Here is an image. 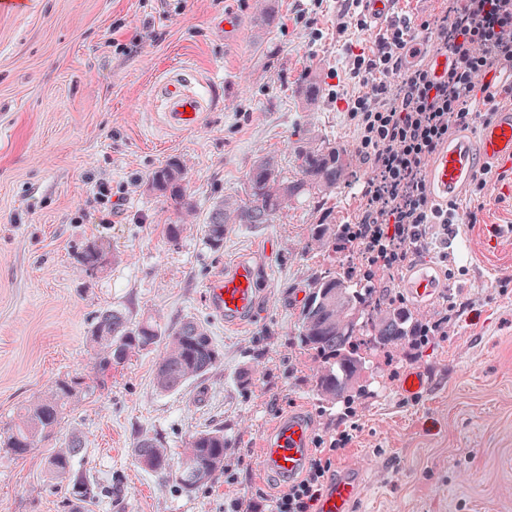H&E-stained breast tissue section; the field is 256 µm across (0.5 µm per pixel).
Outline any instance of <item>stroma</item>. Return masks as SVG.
I'll list each match as a JSON object with an SVG mask.
<instances>
[{"instance_id":"35a3bbf8","label":"stroma","mask_w":512,"mask_h":512,"mask_svg":"<svg viewBox=\"0 0 512 512\" xmlns=\"http://www.w3.org/2000/svg\"><path fill=\"white\" fill-rule=\"evenodd\" d=\"M271 5L270 24L256 0H28L0 14V426L58 378L97 380L44 446L22 459L0 449V512H65L68 489L49 479L47 458L74 436L77 466L121 487L80 512H227L234 500L241 512H264L283 492L259 460L273 423L298 411L312 436L335 437L340 415L316 395V364L296 333L315 272L349 269L344 242L314 250L308 234L326 219L351 222L354 186L294 204L271 224L229 225L220 251L204 240L215 203L240 194L260 158L300 178L295 148L305 139L336 145L350 170L368 174L339 104L356 88L336 0ZM228 14L240 21L232 41L221 27ZM173 73L202 103L190 130L165 125L159 87ZM309 78L320 86L312 105L299 92ZM173 157L192 206L174 243L164 227L178 206L150 183ZM459 204L447 263L429 252L415 259L440 291L421 302L403 277L389 287L414 322L444 316L448 333L375 353L362 373L359 428L335 459L364 470L356 512H512V238L490 253L482 244L487 226H512V170L490 168L481 194ZM94 242L108 254L91 272L81 260ZM243 259L259 265V310L228 327L206 287ZM112 308L134 322H202L221 360L170 393L155 387L154 351L96 377L87 336ZM412 368L432 385L408 397L397 383ZM217 425L231 473L195 493L134 462L143 435L176 454Z\"/></svg>"}]
</instances>
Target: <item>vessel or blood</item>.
Masks as SVG:
<instances>
[{
    "instance_id": "1",
    "label": "vessel or blood",
    "mask_w": 512,
    "mask_h": 512,
    "mask_svg": "<svg viewBox=\"0 0 512 512\" xmlns=\"http://www.w3.org/2000/svg\"><path fill=\"white\" fill-rule=\"evenodd\" d=\"M167 122L175 128L197 126L202 104L182 84L169 82L164 90ZM512 165V109L499 112L496 119L481 125L477 145L465 136L449 138L426 162L430 185L439 197L465 194L476 169L498 162ZM258 266L243 260L215 276L207 285L210 309L234 325L255 316L259 306ZM405 285L416 298L433 295L438 286L435 275L416 268L409 272ZM310 441L306 420L291 414L277 423L260 450L263 469L279 481L288 483L302 472ZM362 469L354 464L338 468L336 478L319 503V512H351L361 496Z\"/></svg>"
}]
</instances>
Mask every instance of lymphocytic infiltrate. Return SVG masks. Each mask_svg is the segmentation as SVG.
Listing matches in <instances>:
<instances>
[{"instance_id":"1","label":"lymphocytic infiltrate","mask_w":512,"mask_h":512,"mask_svg":"<svg viewBox=\"0 0 512 512\" xmlns=\"http://www.w3.org/2000/svg\"><path fill=\"white\" fill-rule=\"evenodd\" d=\"M442 2L420 23L393 21L373 46L353 56L350 78L362 92L344 105L368 175L357 215L343 225L341 238L360 255L351 274L374 288L394 281L425 248H435L440 262H447L448 226L459 206L433 204L425 163L453 129L469 122L473 104L482 105L488 121L512 95V85L492 81L478 88L471 82L478 72L495 74L512 66V0ZM416 41L454 56L447 78L436 77L427 59L406 63ZM352 439L345 430L328 447L315 449L304 476L273 500L269 512H315L335 454Z\"/></svg>"}]
</instances>
